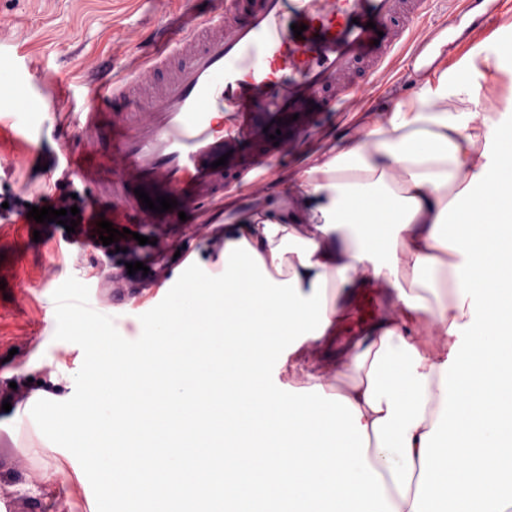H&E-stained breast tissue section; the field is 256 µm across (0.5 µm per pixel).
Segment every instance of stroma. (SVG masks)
Instances as JSON below:
<instances>
[{
  "mask_svg": "<svg viewBox=\"0 0 512 512\" xmlns=\"http://www.w3.org/2000/svg\"><path fill=\"white\" fill-rule=\"evenodd\" d=\"M224 0H0V122L24 126L36 148L27 168L13 165L22 142L0 136V193H25L41 205L56 198L55 173L45 171L50 159L65 161L79 153L84 133L78 124L81 112L94 104V83L104 67L113 73L136 65L156 52L164 35L173 33L191 16L221 8ZM28 59L33 72L51 86L62 83L66 96L48 94L31 99L19 63ZM412 89L398 76H391L385 89L371 94L357 111L320 113L314 132L301 134L297 157L271 162V186L261 195L244 187L232 190L223 202L187 210L184 221L175 224H138L135 232L161 242L162 249L148 258L150 279L138 293L113 299L112 291L98 285L96 266L101 252L64 246L60 231L47 225L0 223V396L10 383L47 380L61 374L58 401L75 391L74 377L83 364V351L73 343L55 338L56 317L52 294L57 284L75 277L88 286L93 310L110 316L120 335L133 324L165 306L171 299L169 275L183 266L206 269L217 263L223 250L227 220L244 210L267 209L294 174L316 157L327 153L370 114L389 111L393 102L411 95ZM204 225L194 234L195 225ZM55 265V280L44 275ZM338 346L320 341L306 348L302 358L283 368L267 371L273 386H301L304 373L323 366L335 369ZM33 403L24 399L11 411L0 409V506L5 512H42L44 497L65 493L63 512H95L96 502L79 462L65 448L42 446L38 438L17 443L12 427L34 428ZM38 488V496L19 489L20 484Z\"/></svg>",
  "mask_w": 512,
  "mask_h": 512,
  "instance_id": "stroma-1",
  "label": "stroma"
}]
</instances>
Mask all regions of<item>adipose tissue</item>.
I'll return each mask as SVG.
<instances>
[{"label": "adipose tissue", "instance_id": "adipose-tissue-1", "mask_svg": "<svg viewBox=\"0 0 512 512\" xmlns=\"http://www.w3.org/2000/svg\"><path fill=\"white\" fill-rule=\"evenodd\" d=\"M445 45L416 58L417 91L364 137L314 159L270 212L234 220L222 263L189 285L196 303L152 324L243 339L224 460L249 497L232 512L272 488L288 512H512V99L472 111L502 58L475 56L464 80L433 71ZM363 275L394 291L395 314L337 361L347 388L317 371L266 387L267 357L326 336ZM219 287L237 320L213 319ZM429 323L441 351L420 340Z\"/></svg>", "mask_w": 512, "mask_h": 512}]
</instances>
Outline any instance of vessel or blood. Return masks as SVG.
Wrapping results in <instances>:
<instances>
[{
    "label": "vessel or blood",
    "mask_w": 512,
    "mask_h": 512,
    "mask_svg": "<svg viewBox=\"0 0 512 512\" xmlns=\"http://www.w3.org/2000/svg\"><path fill=\"white\" fill-rule=\"evenodd\" d=\"M469 8V0H224L136 73L98 82L97 98L135 100L140 109L113 125L108 151L98 148L99 109L83 113L86 151L76 172L111 201L116 224H171L179 211L242 183L261 193L265 162L288 156L312 131L310 106L352 111L431 36L430 19L452 23ZM139 187L178 205L146 209ZM381 309L365 289L338 322L340 336L366 329Z\"/></svg>",
    "instance_id": "vessel-or-blood-1"
}]
</instances>
